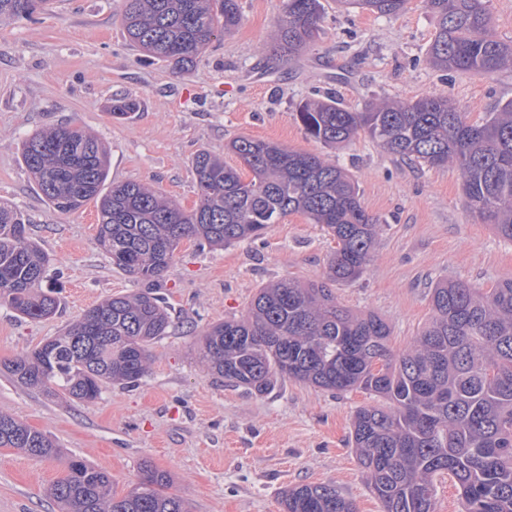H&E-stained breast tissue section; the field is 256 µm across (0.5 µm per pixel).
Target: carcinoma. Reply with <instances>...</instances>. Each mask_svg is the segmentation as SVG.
<instances>
[{
	"label": "carcinoma",
	"mask_w": 512,
	"mask_h": 512,
	"mask_svg": "<svg viewBox=\"0 0 512 512\" xmlns=\"http://www.w3.org/2000/svg\"><path fill=\"white\" fill-rule=\"evenodd\" d=\"M379 17L407 10L410 0H348ZM490 0H425L436 21L428 62L489 75L512 64ZM47 0H0V21L31 19ZM321 0H286L271 50H304L319 36ZM241 22L237 0H124L121 24L130 43L184 73L214 39ZM305 133L338 147L364 132L392 154L429 167L457 165L464 203L512 242V100L483 121L441 96L371 102L360 111L331 99H306L297 110ZM230 150L251 174L202 150L191 160L198 201L190 210L153 186L128 181L104 190L109 178L104 144L82 127L35 131L22 159L44 198L62 213L89 202L98 210L96 245L112 267L145 288L108 297L63 333L4 364L18 383L96 401L103 387L134 386L149 370L148 348L167 334L171 315L154 292L172 267L180 243L224 247L255 239L272 224L301 213L336 241L326 279L292 280L259 289L245 315L211 326L201 359L210 374L262 395L292 379L344 393L364 390L385 400L357 410L352 439L384 512H436L434 478H453L462 512H512V277L483 295L468 285L439 281L430 322L398 354L389 329L374 314H355L336 302L330 285L354 282L371 261L378 219L361 203L355 182L336 164L277 143L238 137ZM28 219L0 206V305L32 321L56 314L45 289L51 258L27 235ZM0 448L52 458L46 434L0 411ZM171 477L146 464L125 494L111 477L73 457L48 489L61 512H188L171 492ZM284 512H356L330 484H301L282 496Z\"/></svg>",
	"instance_id": "carcinoma-1"
}]
</instances>
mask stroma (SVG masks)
<instances>
[{
	"mask_svg": "<svg viewBox=\"0 0 512 512\" xmlns=\"http://www.w3.org/2000/svg\"><path fill=\"white\" fill-rule=\"evenodd\" d=\"M322 2L318 41L279 57L270 44L284 0H238L239 28L214 39L185 73L129 44L122 0H52L32 19L0 22V204L29 218L31 236L52 259L49 282L60 302L56 315L39 321L0 306V411L59 446L50 459L0 448V512H59L47 489L75 456L105 471L120 494L152 464L170 474L190 512H283L284 491L307 483L335 485L356 512H384L351 439L356 411L373 396L287 379L258 397L215 381L196 355L202 333L240 317L262 285L323 278L336 244L302 214L222 250L180 244L157 289L172 323L151 345L139 385L107 386L95 402L81 403L21 386L3 368L100 300L138 287L96 247L95 205L58 212L23 163V139L64 122L106 144L112 183L151 184L187 210L198 200L193 156L206 150L237 165L226 146L239 136L335 161L382 225L369 266L356 282L335 285L336 300L379 315L392 352L429 322L438 281L486 292L512 277V242L465 208L457 166L411 162L364 135L331 149L296 118L308 98L333 95L359 109L369 101L442 96L479 121L512 100V68L480 77L430 65L436 24L423 0L391 18ZM118 96L138 104L121 119L111 114Z\"/></svg>",
	"mask_w": 512,
	"mask_h": 512,
	"instance_id": "1",
	"label": "stroma"
}]
</instances>
